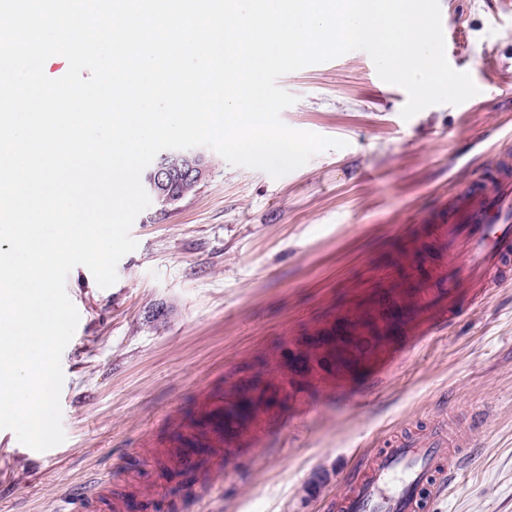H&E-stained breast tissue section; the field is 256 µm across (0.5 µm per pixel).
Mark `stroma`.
<instances>
[{
    "mask_svg": "<svg viewBox=\"0 0 512 512\" xmlns=\"http://www.w3.org/2000/svg\"><path fill=\"white\" fill-rule=\"evenodd\" d=\"M439 2L446 58L477 95L406 121V92L365 52L284 75L296 101L283 122L345 148L277 180L212 155L195 194L139 214L113 286L69 272L66 439L37 452L0 430V512H329L356 459L441 417L444 395L484 428L465 480L429 512H512V283L365 391L395 341L388 291L446 258L425 216L492 163L512 166V0ZM365 335L375 356L355 350ZM258 431L257 458H238L229 433ZM190 449L223 472L183 471Z\"/></svg>",
    "mask_w": 512,
    "mask_h": 512,
    "instance_id": "stroma-1",
    "label": "stroma"
}]
</instances>
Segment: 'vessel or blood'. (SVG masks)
Masks as SVG:
<instances>
[{"label": "vessel or blood", "instance_id": "b4317fda", "mask_svg": "<svg viewBox=\"0 0 512 512\" xmlns=\"http://www.w3.org/2000/svg\"><path fill=\"white\" fill-rule=\"evenodd\" d=\"M432 221L448 247L447 262L418 287L396 324L404 346L415 348L447 334L462 307L512 278V174L490 171L467 182L447 214ZM404 346L375 363L367 389L379 386ZM476 444L469 426L452 432L438 421L394 434L358 458L332 512H427L434 494L458 486L460 462Z\"/></svg>", "mask_w": 512, "mask_h": 512}]
</instances>
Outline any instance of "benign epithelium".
I'll list each match as a JSON object with an SVG mask.
<instances>
[{
  "label": "benign epithelium",
  "instance_id": "7a95c632",
  "mask_svg": "<svg viewBox=\"0 0 512 512\" xmlns=\"http://www.w3.org/2000/svg\"><path fill=\"white\" fill-rule=\"evenodd\" d=\"M210 171V158L205 150L194 147L185 150H165L151 166L144 188L153 200L175 204L181 200L178 185L184 182L202 183Z\"/></svg>",
  "mask_w": 512,
  "mask_h": 512
}]
</instances>
